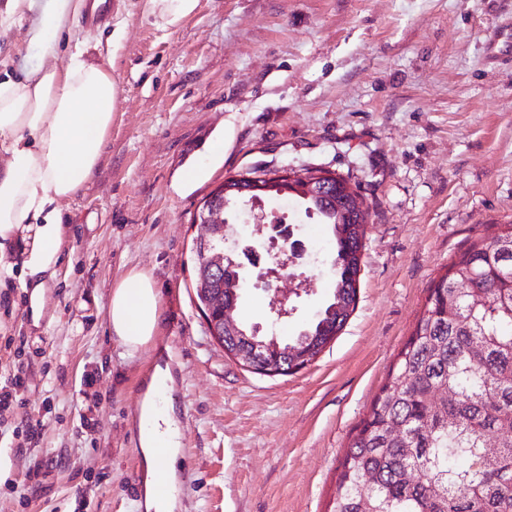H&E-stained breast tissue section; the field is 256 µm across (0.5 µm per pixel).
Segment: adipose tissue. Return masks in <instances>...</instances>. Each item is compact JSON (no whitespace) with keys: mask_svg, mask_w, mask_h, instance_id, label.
I'll use <instances>...</instances> for the list:
<instances>
[{"mask_svg":"<svg viewBox=\"0 0 512 512\" xmlns=\"http://www.w3.org/2000/svg\"><path fill=\"white\" fill-rule=\"evenodd\" d=\"M86 0H0V33L19 32L37 47L39 62L0 78V240L29 229L37 244L32 273L46 271L59 243L60 203L78 194L98 168L118 104L112 57L93 51L91 34H77ZM69 63L59 66L63 43ZM108 322L127 352L158 335L162 314L151 274L129 270L113 284ZM154 425L141 428L140 446L149 466L175 477L182 466L179 427L172 407L146 402ZM170 451L157 456V435Z\"/></svg>","mask_w":512,"mask_h":512,"instance_id":"ef3b65f1","label":"adipose tissue"}]
</instances>
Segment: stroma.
Here are the masks:
<instances>
[{
  "instance_id": "1",
  "label": "stroma",
  "mask_w": 512,
  "mask_h": 512,
  "mask_svg": "<svg viewBox=\"0 0 512 512\" xmlns=\"http://www.w3.org/2000/svg\"><path fill=\"white\" fill-rule=\"evenodd\" d=\"M110 2L126 22L117 110L94 178L62 209L38 313L26 311L34 231L0 254V378L28 365L23 404L0 419V512H147L137 420L158 367L184 461L172 512H329L349 439L433 280L486 225L512 221V63L483 48L512 31V0H200L172 31L140 0ZM218 138L224 154L210 156ZM303 166L361 186L359 299L315 362L261 376L197 307L192 218L228 176ZM267 207L295 226L306 292L274 323L249 281L238 311L288 339L330 296L334 244L318 218ZM134 267L152 274L163 324L130 355L107 309ZM30 423L42 435L24 447L12 432Z\"/></svg>"
}]
</instances>
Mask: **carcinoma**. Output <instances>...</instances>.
Returning <instances> with one entry per match:
<instances>
[{"label": "carcinoma", "mask_w": 512, "mask_h": 512, "mask_svg": "<svg viewBox=\"0 0 512 512\" xmlns=\"http://www.w3.org/2000/svg\"><path fill=\"white\" fill-rule=\"evenodd\" d=\"M258 193L214 194L228 211L254 197L287 196L329 226L336 255L329 300L291 340L253 334L240 320L224 330V348L260 367L288 372L294 358L313 362L340 335L357 306L365 225L356 221L358 187L336 175L309 196L269 171H248ZM195 256L223 260L224 229L209 225ZM239 270L212 281L196 262L193 290L211 294V319L238 292L225 287ZM512 512V222L493 224L432 282L412 337L397 356L370 412L351 436L331 512Z\"/></svg>", "instance_id": "carcinoma-1"}]
</instances>
